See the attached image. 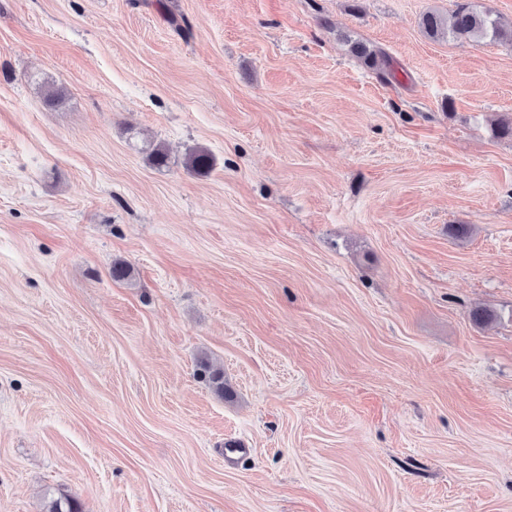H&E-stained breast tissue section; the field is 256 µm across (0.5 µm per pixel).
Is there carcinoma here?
<instances>
[{
	"label": "carcinoma",
	"mask_w": 512,
	"mask_h": 512,
	"mask_svg": "<svg viewBox=\"0 0 512 512\" xmlns=\"http://www.w3.org/2000/svg\"><path fill=\"white\" fill-rule=\"evenodd\" d=\"M421 27L432 38L447 36L476 40L512 41V26L508 27L499 18L468 4L461 5L447 18L435 13H426L421 18ZM351 50L371 68L389 65V60L384 52L364 43H353ZM45 512H83V510L74 499L60 495L49 498Z\"/></svg>",
	"instance_id": "cac0c4a2"
}]
</instances>
